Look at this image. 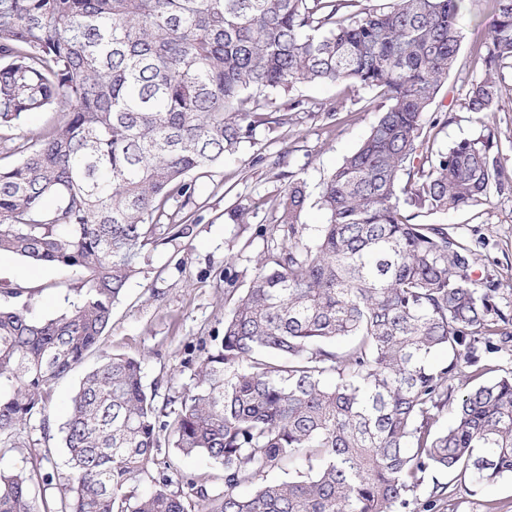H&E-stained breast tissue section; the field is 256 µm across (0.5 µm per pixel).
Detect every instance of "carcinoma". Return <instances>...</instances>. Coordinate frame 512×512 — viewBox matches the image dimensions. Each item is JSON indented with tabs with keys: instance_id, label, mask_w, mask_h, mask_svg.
Segmentation results:
<instances>
[{
	"instance_id": "carcinoma-1",
	"label": "carcinoma",
	"mask_w": 512,
	"mask_h": 512,
	"mask_svg": "<svg viewBox=\"0 0 512 512\" xmlns=\"http://www.w3.org/2000/svg\"><path fill=\"white\" fill-rule=\"evenodd\" d=\"M359 2L0 0V131L64 112L0 165V252L80 275L53 316L33 315L22 279L0 305V444L38 417L49 435L56 383L101 348L142 253L188 234L165 223L169 201L196 206L191 177L271 123L270 96L350 83L386 101L323 183L313 243L304 186L283 191L280 243L181 397L157 407L139 360L102 353L59 428L69 471L47 450L0 471V512H434L448 484L422 503L428 474L512 476V371L493 375L512 306L472 278L471 242L415 222L512 190L493 135L434 154L424 131L467 0ZM486 6L464 102L477 114L512 109V0ZM163 437L220 464L223 484L179 473Z\"/></svg>"
}]
</instances>
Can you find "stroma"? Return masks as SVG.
<instances>
[{"instance_id":"35a3bbf8","label":"stroma","mask_w":512,"mask_h":512,"mask_svg":"<svg viewBox=\"0 0 512 512\" xmlns=\"http://www.w3.org/2000/svg\"><path fill=\"white\" fill-rule=\"evenodd\" d=\"M490 29L483 0H470L462 20L461 47L455 69L445 79L424 117L434 151L464 138L494 133L501 154L512 166V110L475 114L463 102L480 72L473 64L477 46ZM381 99L353 85L307 84L277 97L274 108L284 123L259 127L249 142L196 181L197 210L190 233L157 247L140 263L138 276L112 310V327L103 348L142 363L143 383L156 391L157 402L182 395L198 368L202 344L222 330L238 291L248 288L261 256L273 247L269 232L276 204L288 183L303 181L308 203L302 215L305 242H313L325 221L316 200L324 179L367 137L379 117ZM419 222L445 224L475 244L474 279L492 276L503 288L501 303L512 302V193L495 194L489 205L445 214L422 213ZM31 303L41 316L59 312L64 296L78 278L61 266H34ZM237 277L228 291L225 274ZM99 360L90 355L61 379L47 416L50 439L28 427L14 447H0V470L26 466L34 454L51 452V469L65 473L67 457L59 428L68 400L87 370ZM512 512V477L467 493L449 486L439 512Z\"/></svg>"}]
</instances>
